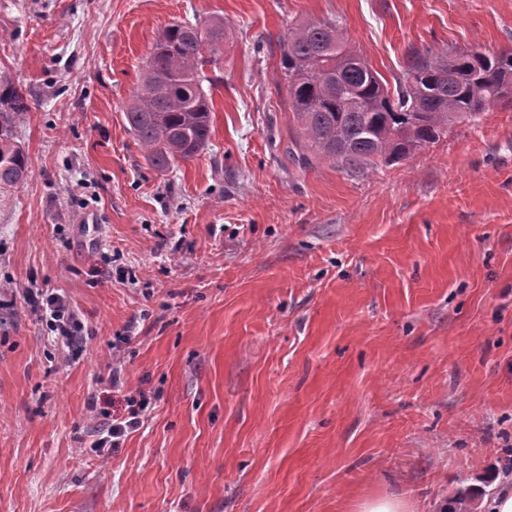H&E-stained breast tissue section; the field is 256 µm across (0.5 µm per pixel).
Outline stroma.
Here are the masks:
<instances>
[{
    "mask_svg": "<svg viewBox=\"0 0 512 512\" xmlns=\"http://www.w3.org/2000/svg\"><path fill=\"white\" fill-rule=\"evenodd\" d=\"M210 16L209 144L154 170L123 107L161 30ZM323 18L388 85L412 51L512 50V0H0L29 158L0 190V512H438L498 475L512 109L394 163L300 168L278 38ZM32 288L78 312L81 356ZM141 392L140 429L94 451ZM411 505L404 499L396 496H369L365 497L353 507V512H411Z\"/></svg>",
    "mask_w": 512,
    "mask_h": 512,
    "instance_id": "35a3bbf8",
    "label": "stroma"
}]
</instances>
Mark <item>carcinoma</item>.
<instances>
[{
	"label": "carcinoma",
	"mask_w": 512,
	"mask_h": 512,
	"mask_svg": "<svg viewBox=\"0 0 512 512\" xmlns=\"http://www.w3.org/2000/svg\"><path fill=\"white\" fill-rule=\"evenodd\" d=\"M224 20L165 27L146 58L124 116L157 169L190 160L210 139L212 99L202 87L216 63ZM292 142L304 167L333 162L349 170L393 163L436 143L448 127L478 121L490 107L512 106V51L408 56L396 90L352 48L337 21L288 27L279 40ZM0 188L21 184L29 158L13 142L12 124L27 111L19 88L0 81Z\"/></svg>",
	"instance_id": "obj_1"
}]
</instances>
